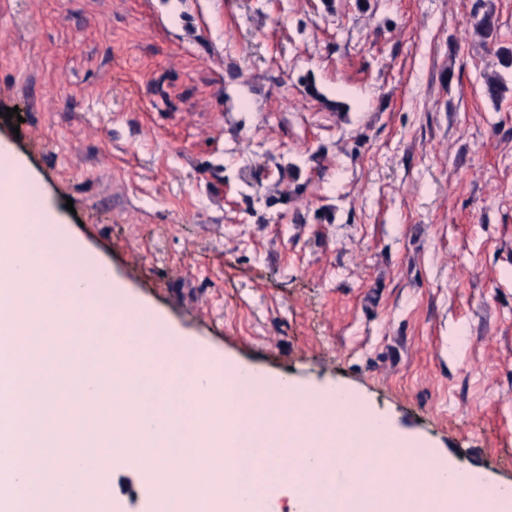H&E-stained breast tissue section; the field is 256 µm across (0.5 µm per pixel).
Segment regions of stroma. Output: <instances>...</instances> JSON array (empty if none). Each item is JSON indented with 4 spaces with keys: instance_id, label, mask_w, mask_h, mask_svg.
Wrapping results in <instances>:
<instances>
[{
    "instance_id": "obj_1",
    "label": "stroma",
    "mask_w": 512,
    "mask_h": 512,
    "mask_svg": "<svg viewBox=\"0 0 512 512\" xmlns=\"http://www.w3.org/2000/svg\"><path fill=\"white\" fill-rule=\"evenodd\" d=\"M488 11L512 48V0H0V140L163 324L511 485ZM154 491L117 468L112 512Z\"/></svg>"
}]
</instances>
